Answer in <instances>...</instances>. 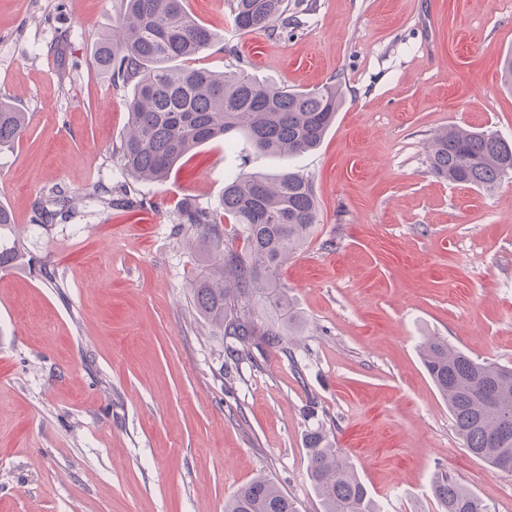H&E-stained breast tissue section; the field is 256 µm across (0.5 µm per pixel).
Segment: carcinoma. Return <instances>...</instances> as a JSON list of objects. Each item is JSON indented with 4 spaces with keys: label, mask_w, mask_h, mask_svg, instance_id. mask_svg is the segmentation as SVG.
<instances>
[{
    "label": "carcinoma",
    "mask_w": 512,
    "mask_h": 512,
    "mask_svg": "<svg viewBox=\"0 0 512 512\" xmlns=\"http://www.w3.org/2000/svg\"><path fill=\"white\" fill-rule=\"evenodd\" d=\"M124 13L93 55L94 66L114 80L134 83L128 101L129 133L115 148L127 175L165 181L197 147L241 137L254 150L278 156L316 148L342 105L337 89L276 86L241 70L218 74L184 62L209 49L216 34L194 20L186 0H123ZM285 0H232L234 27L281 35L288 28ZM25 114L0 100V147L17 141ZM429 172L451 183L495 189L512 176V142L480 128H448L427 146ZM51 210L40 206L35 220L51 224L72 209L58 190ZM181 227L193 231L215 261L205 265L192 288L197 312L229 340L234 367L255 354L283 347L301 327L279 272L288 254L317 224L310 179L285 168L274 180L263 173H237L224 182L216 208L183 201ZM231 225L226 230L224 225ZM420 354L435 387L448 403L454 431L464 448L502 471L512 463V367L471 356L441 336H428ZM310 478L323 512H380L352 463L327 435L308 434ZM432 493L441 512H490V506L438 473ZM224 512H299L296 502L265 476L243 485Z\"/></svg>",
    "instance_id": "1"
}]
</instances>
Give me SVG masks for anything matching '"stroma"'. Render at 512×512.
Here are the masks:
<instances>
[{
  "instance_id": "stroma-1",
  "label": "stroma",
  "mask_w": 512,
  "mask_h": 512,
  "mask_svg": "<svg viewBox=\"0 0 512 512\" xmlns=\"http://www.w3.org/2000/svg\"><path fill=\"white\" fill-rule=\"evenodd\" d=\"M288 34L235 29L231 0H186L217 35L191 61L343 104L320 145L284 160L201 145L165 182L122 173L129 85L91 53L121 0H0V100L25 112L0 149V512H224L254 476L322 512L307 434L323 428L381 512H437L450 473L512 512V475L469 454L420 358L442 336L512 366V178L485 192L427 166L432 135L512 141V0H287ZM309 177L312 234L281 268L302 327L224 379L226 341L197 314L204 246L177 227L225 175ZM70 216L36 223L55 190ZM116 204L105 207L104 199Z\"/></svg>"
}]
</instances>
